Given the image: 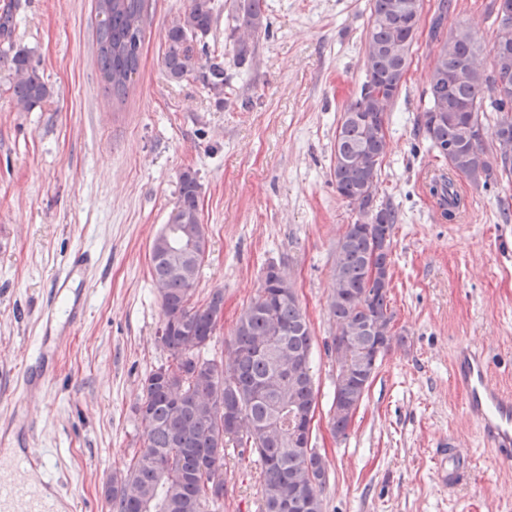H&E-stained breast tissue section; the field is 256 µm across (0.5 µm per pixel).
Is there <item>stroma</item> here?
<instances>
[{
  "label": "stroma",
  "mask_w": 512,
  "mask_h": 512,
  "mask_svg": "<svg viewBox=\"0 0 512 512\" xmlns=\"http://www.w3.org/2000/svg\"><path fill=\"white\" fill-rule=\"evenodd\" d=\"M439 0H424L412 62L389 113L379 197L400 213L393 229V345L346 438L328 423L336 381L328 309L336 242L357 213L331 177L336 126L364 79L369 0H265L268 29L237 64L229 0L197 77L163 65L167 30L188 0H150L139 67L115 99L97 59L95 0H0L12 13L0 39V448H36L71 495V512H112L104 489L141 446L133 411L143 379L167 363L165 321L150 274V243L166 224L178 177L196 172L209 249L196 299L224 291V318L204 355L227 356L242 311L268 265L281 268L312 329L318 391L312 442L323 458V512H512V462L491 448L451 380L458 345L484 350L512 390V180H458L465 217L437 211L425 176L444 161L418 133L434 65L430 29ZM489 0H453L443 34L459 26L491 43ZM24 48L50 88L42 108L13 97L8 48ZM218 63L223 92L205 80ZM94 258L68 283L85 302L67 337L54 281L71 255ZM53 313L52 325L43 314ZM58 351L54 379L19 397L40 347ZM456 436L472 470L456 489L437 481L433 450ZM261 469L228 449L221 512H259Z\"/></svg>",
  "instance_id": "1"
}]
</instances>
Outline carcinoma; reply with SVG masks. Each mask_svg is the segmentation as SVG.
Listing matches in <instances>:
<instances>
[{
    "mask_svg": "<svg viewBox=\"0 0 512 512\" xmlns=\"http://www.w3.org/2000/svg\"><path fill=\"white\" fill-rule=\"evenodd\" d=\"M423 0H371L365 42L364 80L358 94L343 107L336 130L331 176L336 191L357 209L336 243L334 284L328 307L336 321L335 338L350 340L353 374L333 398L359 405L394 342L389 332L394 312L387 277L392 263L394 224L398 211L377 201L381 163L387 153L386 116L411 64L414 37ZM237 25L236 58L251 54L250 40L265 28L262 0H233ZM97 53L103 80L123 96L139 66L148 0H96ZM214 17L210 0H190L168 28L163 63L176 81L188 79L200 66L199 55ZM512 28L497 31L484 45L471 30L459 27L439 40L436 61L425 91L419 131L429 150L448 165V174L433 181L444 215L453 218L463 206L456 180L478 187L499 176L512 178V164L498 157L512 155V99L495 98L496 85L512 84ZM17 105L28 112L49 96L25 50L11 58ZM496 113V154L484 144V119ZM199 184L189 174L179 177L178 197L168 222L194 223L199 211ZM152 282L164 285L166 316L177 317L164 347L171 360L143 380V397L134 407L142 436L125 471L112 477L105 490L112 512H206L220 507L224 487H212L210 474L224 468L227 447L256 454L263 474L262 512H323L326 475L316 449L296 450L279 422L278 405L304 413L316 406L310 358L313 337L297 297L281 288H260L240 314L227 358L202 356L214 331L208 311L224 306V291H213L202 303L192 302L194 289L170 273L160 255L150 258ZM165 370V378L159 371ZM222 392L224 411L241 417L238 428L224 426L218 447L217 409L210 404Z\"/></svg>",
    "mask_w": 512,
    "mask_h": 512,
    "instance_id": "1",
    "label": "carcinoma"
}]
</instances>
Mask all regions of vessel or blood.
<instances>
[{"instance_id":"vessel-or-blood-1","label":"vessel or blood","mask_w":512,"mask_h":512,"mask_svg":"<svg viewBox=\"0 0 512 512\" xmlns=\"http://www.w3.org/2000/svg\"><path fill=\"white\" fill-rule=\"evenodd\" d=\"M452 379L465 395V411L474 419L486 443L497 459L512 460V392L504 390L491 378L485 355L472 346L461 347L456 357ZM440 481L455 485L464 476L449 449L440 452ZM45 461L36 449L17 451L13 473L0 476V512H60L63 497L49 476L44 475ZM41 473L37 484H30V473Z\"/></svg>"}]
</instances>
